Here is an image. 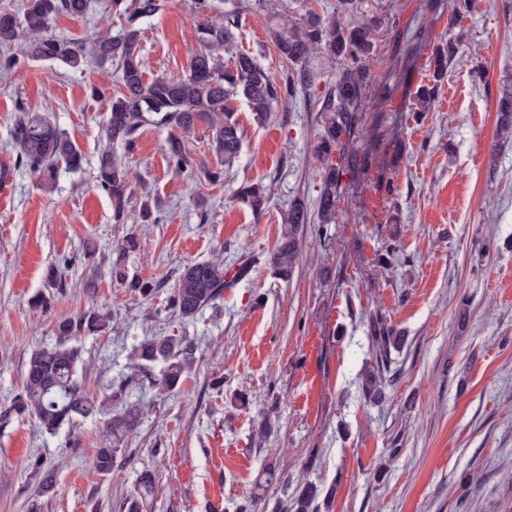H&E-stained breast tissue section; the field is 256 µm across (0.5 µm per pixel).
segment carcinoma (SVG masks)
<instances>
[{
	"instance_id": "carcinoma-1",
	"label": "carcinoma",
	"mask_w": 512,
	"mask_h": 512,
	"mask_svg": "<svg viewBox=\"0 0 512 512\" xmlns=\"http://www.w3.org/2000/svg\"><path fill=\"white\" fill-rule=\"evenodd\" d=\"M104 10L120 8L124 25L115 35L102 34L90 41L79 37H64L53 33L56 19L65 15L73 20L83 18L91 0H27L22 9L0 7V44L18 42L22 56H0V73H9L21 62L53 61L71 69H81L93 59L100 64L114 63L120 72L122 90L109 98L107 119L103 125V149L96 162L97 187L112 201V220L127 221L133 172L125 156L114 151L121 145L131 149L139 129L154 125L179 134L168 139V160L182 172L194 167L185 137L192 134L199 122L212 128L211 151L218 168L206 169L211 182L224 176L223 167L239 157L243 131L235 118L232 101L240 98L248 104L254 120L263 123L279 99L295 98L298 89L314 82V73L307 60L322 52L333 58L347 59L336 77L330 116L316 151L324 161L323 189L317 200V215L322 224L336 220L338 182L344 173L342 163L362 169L366 156L351 147L356 132L358 105L366 98L369 73L365 57L373 47L372 28L358 18L348 22L335 16L324 19L310 14L286 29L274 34V43L282 60L294 67L281 82L262 68L256 59L237 52L230 62H224V51L235 47L240 24L236 14L219 18L208 15L209 0H195V9L203 16L193 29L196 43L187 71L180 76L146 81V65L139 40L141 24L160 9L159 0H103ZM456 55L452 44L433 51V73L430 83L415 92L418 111L427 112L435 101L438 86L448 72V63ZM497 132L512 138V85L502 87L497 102ZM13 146L21 164L37 175L42 190L50 193L57 187L61 168H82L85 157L76 143L57 126L35 112H19L12 130ZM338 162H333V154ZM240 197L256 216H261L270 194L260 183H246ZM307 205L298 201L289 209L278 244L270 255V265L281 279L293 274L301 256L300 234L310 223ZM224 291V264L218 260L196 262L179 275L170 295V309L184 322L195 317L201 308L218 299ZM74 332L73 323L60 326L62 339L52 347L34 349L26 362L23 392L18 399V411L34 417L41 427L55 434L61 426L76 418L100 416L109 442L97 449L94 468L108 473L124 442L136 430L142 407L126 404L112 409L109 400L87 390L78 379L82 364L78 347L67 344L66 337ZM374 351L379 361L388 359L391 350L404 342L400 331L386 324L381 317L373 318ZM195 345L185 336H163L144 340L129 354L130 377L153 373L160 367L155 385L161 392L173 390L182 376L191 369ZM155 493L151 477L144 476L132 497L126 501V512H151ZM319 495L317 487L308 484L288 503L284 510L315 512Z\"/></svg>"
}]
</instances>
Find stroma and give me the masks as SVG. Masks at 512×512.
I'll return each mask as SVG.
<instances>
[{
	"mask_svg": "<svg viewBox=\"0 0 512 512\" xmlns=\"http://www.w3.org/2000/svg\"><path fill=\"white\" fill-rule=\"evenodd\" d=\"M213 3L238 11V50L278 80L288 65L273 31L312 12L334 16L338 6ZM453 3L359 0L374 37L356 130L368 168L343 174L335 223L305 225L302 257L285 281L268 257L289 204L315 205L322 189L321 107L342 60L313 56L315 81L266 123L235 100L243 146L218 184L202 172L217 165L210 126L190 136L197 167L183 174L168 162L169 130L142 126L128 154L125 224L113 223L94 180L107 101L89 88L117 93L114 66L24 62L0 76V512H121L145 471L155 481L152 512H280L307 482L320 490L319 512H512V141L496 132L497 97L512 83V0H472L460 16ZM160 4L142 24L150 80L185 73L200 19L194 0ZM122 26L97 7L54 30L89 37ZM448 41L458 54L432 109L416 111L432 51ZM385 85L392 94L382 100ZM21 108L65 130L87 158L82 171L61 174L54 193L16 165ZM248 182L270 192L258 219L239 198ZM147 195L158 201L154 224L137 219ZM129 233L139 248L121 259L120 279L97 258ZM216 255L242 276L194 320L179 321L168 309L178 276ZM55 265L62 279L51 283L45 273ZM133 278L152 293L132 291ZM91 310L111 322L72 334L79 378L99 396L116 391L146 408L106 474L92 465L97 418L52 435L8 412L31 351L54 345L60 324ZM377 314L407 342L387 361L382 400L371 402L362 378L376 366ZM160 336L196 345L189 373L163 394L126 369L133 345ZM313 339L321 386L310 403ZM271 467L280 483L266 484Z\"/></svg>",
	"mask_w": 512,
	"mask_h": 512,
	"instance_id": "stroma-1",
	"label": "stroma"
}]
</instances>
